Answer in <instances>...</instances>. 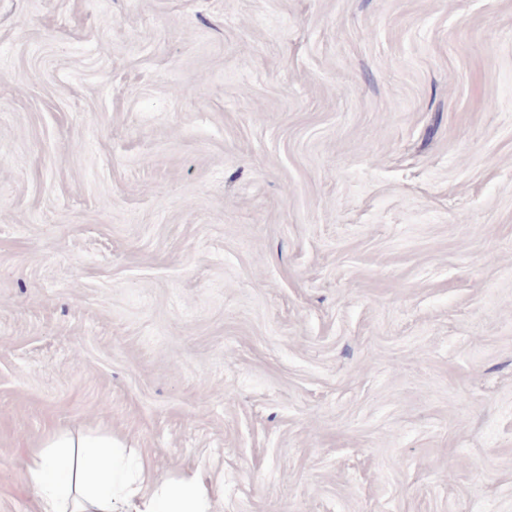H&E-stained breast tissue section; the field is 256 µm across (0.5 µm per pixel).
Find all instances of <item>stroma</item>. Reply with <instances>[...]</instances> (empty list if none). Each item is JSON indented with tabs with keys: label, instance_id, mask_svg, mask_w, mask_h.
Instances as JSON below:
<instances>
[{
	"label": "stroma",
	"instance_id": "1",
	"mask_svg": "<svg viewBox=\"0 0 512 512\" xmlns=\"http://www.w3.org/2000/svg\"><path fill=\"white\" fill-rule=\"evenodd\" d=\"M103 428L215 512H512V0H0V512Z\"/></svg>",
	"mask_w": 512,
	"mask_h": 512
}]
</instances>
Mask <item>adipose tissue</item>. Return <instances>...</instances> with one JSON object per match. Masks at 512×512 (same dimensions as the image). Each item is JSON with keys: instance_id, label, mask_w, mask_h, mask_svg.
<instances>
[{"instance_id": "ef3b65f1", "label": "adipose tissue", "mask_w": 512, "mask_h": 512, "mask_svg": "<svg viewBox=\"0 0 512 512\" xmlns=\"http://www.w3.org/2000/svg\"><path fill=\"white\" fill-rule=\"evenodd\" d=\"M26 482L39 512H212L201 474L156 478L143 458L132 459L108 433L59 431L31 452Z\"/></svg>"}]
</instances>
